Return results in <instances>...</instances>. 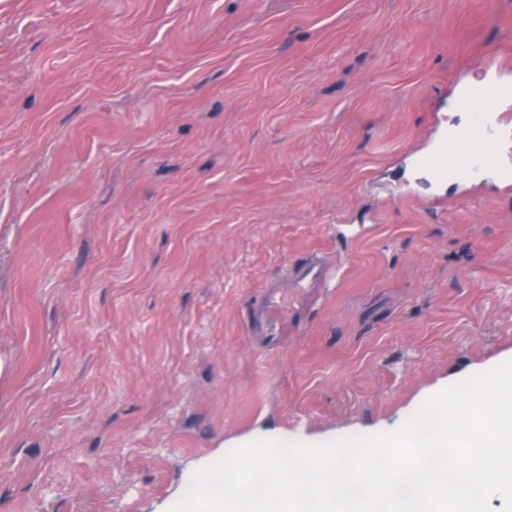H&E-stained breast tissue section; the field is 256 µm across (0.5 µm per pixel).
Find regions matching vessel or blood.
I'll return each instance as SVG.
<instances>
[{
	"label": "vessel or blood",
	"instance_id": "b4317fda",
	"mask_svg": "<svg viewBox=\"0 0 512 512\" xmlns=\"http://www.w3.org/2000/svg\"><path fill=\"white\" fill-rule=\"evenodd\" d=\"M512 98V85L491 80L467 87L458 104L474 112L475 119L465 131L449 134L440 146L424 158L423 164L434 179L462 176L476 181L496 175L512 182V169L504 168L497 154L498 103ZM324 276L310 258L297 260L286 272L288 286H271L253 308L249 332L255 345L265 352L278 351L288 336L301 327V313L316 294Z\"/></svg>",
	"mask_w": 512,
	"mask_h": 512
}]
</instances>
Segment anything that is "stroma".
<instances>
[{
    "instance_id": "35a3bbf8",
    "label": "stroma",
    "mask_w": 512,
    "mask_h": 512,
    "mask_svg": "<svg viewBox=\"0 0 512 512\" xmlns=\"http://www.w3.org/2000/svg\"><path fill=\"white\" fill-rule=\"evenodd\" d=\"M488 78L512 0H0V512H165L201 460L512 357V188L419 165ZM324 276L322 268L312 258L297 260L287 269L291 283L266 288V293L252 309L249 332L255 345L264 352H276L288 336L301 327V313L316 294Z\"/></svg>"
}]
</instances>
